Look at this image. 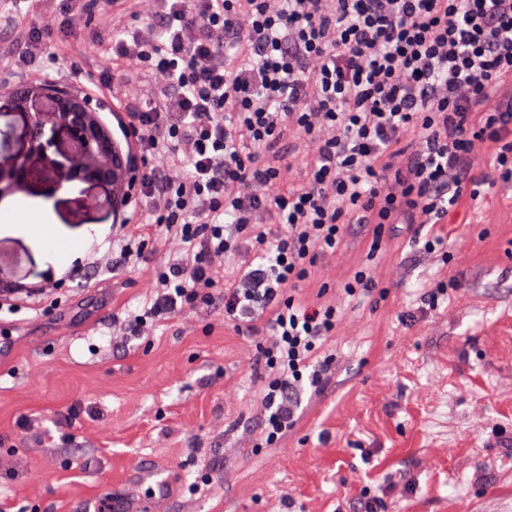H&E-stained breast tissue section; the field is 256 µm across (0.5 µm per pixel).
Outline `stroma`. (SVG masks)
Returning <instances> with one entry per match:
<instances>
[{"label": "stroma", "instance_id": "35a3bbf8", "mask_svg": "<svg viewBox=\"0 0 512 512\" xmlns=\"http://www.w3.org/2000/svg\"><path fill=\"white\" fill-rule=\"evenodd\" d=\"M54 0H17L0 13V50L24 51L17 20L49 19ZM99 35L100 48L82 43ZM111 32L92 14L68 33L70 50L43 60L50 84L80 90ZM0 64V165L28 148L31 87ZM26 197L51 206L61 234L109 233L113 192L96 183L56 189L33 163ZM424 250L417 231L386 226L368 296L343 285L366 260L372 228L349 225L344 244L292 294L340 313L324 344L335 358L321 388L297 396V420L268 439L260 416L259 339L216 310L206 321L157 323L108 347L112 322L143 304L149 275L168 260L147 250L117 281L83 271L84 250L57 259L15 232L0 233V281H61L57 305L0 313V512H74L92 496L134 493V466L168 465L180 496L166 512H512V195L463 199ZM81 283L62 282L67 270ZM445 289H437V282ZM29 417L71 418L53 446L22 434Z\"/></svg>", "mask_w": 512, "mask_h": 512}]
</instances>
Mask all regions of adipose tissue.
<instances>
[{"mask_svg": "<svg viewBox=\"0 0 512 512\" xmlns=\"http://www.w3.org/2000/svg\"><path fill=\"white\" fill-rule=\"evenodd\" d=\"M0 228L21 230L53 257L59 256L65 242L64 237L55 229L47 206L28 200L1 206Z\"/></svg>", "mask_w": 512, "mask_h": 512, "instance_id": "ef3b65f1", "label": "adipose tissue"}]
</instances>
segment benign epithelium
<instances>
[{
  "label": "benign epithelium",
  "instance_id": "obj_1",
  "mask_svg": "<svg viewBox=\"0 0 512 512\" xmlns=\"http://www.w3.org/2000/svg\"><path fill=\"white\" fill-rule=\"evenodd\" d=\"M53 109L30 114V138L34 150L62 186L81 177L112 185L120 159L112 138L81 97L56 92ZM28 157L0 166V194L21 182L29 172Z\"/></svg>",
  "mask_w": 512,
  "mask_h": 512
}]
</instances>
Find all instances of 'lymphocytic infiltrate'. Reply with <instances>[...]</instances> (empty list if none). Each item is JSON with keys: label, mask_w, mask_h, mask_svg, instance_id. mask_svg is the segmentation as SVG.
Returning a JSON list of instances; mask_svg holds the SVG:
<instances>
[{"label": "lymphocytic infiltrate", "mask_w": 512, "mask_h": 512, "mask_svg": "<svg viewBox=\"0 0 512 512\" xmlns=\"http://www.w3.org/2000/svg\"><path fill=\"white\" fill-rule=\"evenodd\" d=\"M154 3L158 31L129 25L141 0L109 15L112 53L83 82L111 100L142 165L112 227L118 251L93 246L86 263L111 271L176 245L123 341L222 302L225 320L268 335L263 427L282 435L302 381L331 373L316 350L338 320L291 290L341 246L344 224L372 225L375 254L386 225L441 224L480 186L512 185V0ZM287 138L304 146V171L281 154ZM56 299L40 282L5 285L0 312Z\"/></svg>", "instance_id": "1"}]
</instances>
